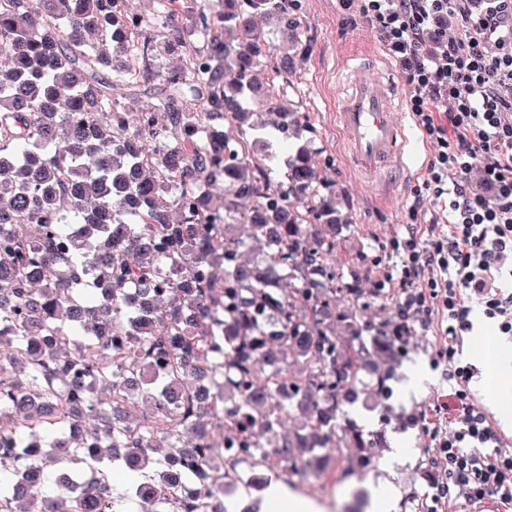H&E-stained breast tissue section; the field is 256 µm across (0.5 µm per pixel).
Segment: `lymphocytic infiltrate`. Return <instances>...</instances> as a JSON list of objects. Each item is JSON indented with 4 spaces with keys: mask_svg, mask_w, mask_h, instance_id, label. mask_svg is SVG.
Returning a JSON list of instances; mask_svg holds the SVG:
<instances>
[{
    "mask_svg": "<svg viewBox=\"0 0 512 512\" xmlns=\"http://www.w3.org/2000/svg\"><path fill=\"white\" fill-rule=\"evenodd\" d=\"M378 34L383 48L408 67L407 110L435 149L422 186L440 203L428 222L407 225L388 243L390 261L373 294H392V335L436 336L437 361L450 384L448 424L429 428L428 467L439 479L423 496L424 512L449 501L512 506V453L478 408L471 365L456 345L480 304L498 330L512 335V37L497 35L512 0H489L486 13L465 0H339ZM460 37L440 33L450 13ZM480 184L472 186L471 173Z\"/></svg>",
    "mask_w": 512,
    "mask_h": 512,
    "instance_id": "lymphocytic-infiltrate-1",
    "label": "lymphocytic infiltrate"
}]
</instances>
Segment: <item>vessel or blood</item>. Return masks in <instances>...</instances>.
<instances>
[{
	"label": "vessel or blood",
	"instance_id": "1",
	"mask_svg": "<svg viewBox=\"0 0 512 512\" xmlns=\"http://www.w3.org/2000/svg\"><path fill=\"white\" fill-rule=\"evenodd\" d=\"M336 119L351 160L360 170L372 173L384 164L406 169V147L414 126L395 116L380 83L371 79L352 83L336 107Z\"/></svg>",
	"mask_w": 512,
	"mask_h": 512
}]
</instances>
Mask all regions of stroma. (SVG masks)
<instances>
[{
    "instance_id": "stroma-1",
    "label": "stroma",
    "mask_w": 512,
    "mask_h": 512,
    "mask_svg": "<svg viewBox=\"0 0 512 512\" xmlns=\"http://www.w3.org/2000/svg\"><path fill=\"white\" fill-rule=\"evenodd\" d=\"M299 54L283 83L284 102L307 115L312 135L313 158L322 178L336 190V208L349 217L336 237V272L343 279L358 278L368 306L359 314L361 325L393 319L394 308L379 311L370 303V289L388 262L390 238L404 231L414 190L422 183L434 151L425 139H417L407 162L410 176L387 174L378 181L360 175L346 162V143L336 126V103L354 78L341 58L350 41H358L366 64L365 75L383 82L395 112H405V69L379 43L367 24L343 11L337 0H300ZM440 343L433 336L413 337L394 366L392 393L376 406L364 400L345 405L343 411L364 434L383 433L384 448L375 449L363 476H349L340 495H360L363 512H375L374 494L379 484L390 483L398 492L395 512H418L430 476L429 439L416 416L438 417L448 400L449 388L436 354Z\"/></svg>"
}]
</instances>
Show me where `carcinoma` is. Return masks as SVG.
Instances as JSON below:
<instances>
[{"instance_id": "cac0c4a2", "label": "carcinoma", "mask_w": 512, "mask_h": 512, "mask_svg": "<svg viewBox=\"0 0 512 512\" xmlns=\"http://www.w3.org/2000/svg\"><path fill=\"white\" fill-rule=\"evenodd\" d=\"M289 2L0 0V512H209L226 448L288 475L384 447L336 404L367 371L387 395L409 338H337L336 294L362 304L336 279V191L303 145L272 177L256 136L268 112L312 132L280 99L294 56L253 23L298 29ZM156 462L118 508L112 468Z\"/></svg>"}]
</instances>
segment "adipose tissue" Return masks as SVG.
Segmentation results:
<instances>
[{
    "mask_svg": "<svg viewBox=\"0 0 512 512\" xmlns=\"http://www.w3.org/2000/svg\"><path fill=\"white\" fill-rule=\"evenodd\" d=\"M482 366L503 422H512V360L492 327L481 328L469 350Z\"/></svg>",
    "mask_w": 512,
    "mask_h": 512,
    "instance_id": "ef3b65f1",
    "label": "adipose tissue"
}]
</instances>
